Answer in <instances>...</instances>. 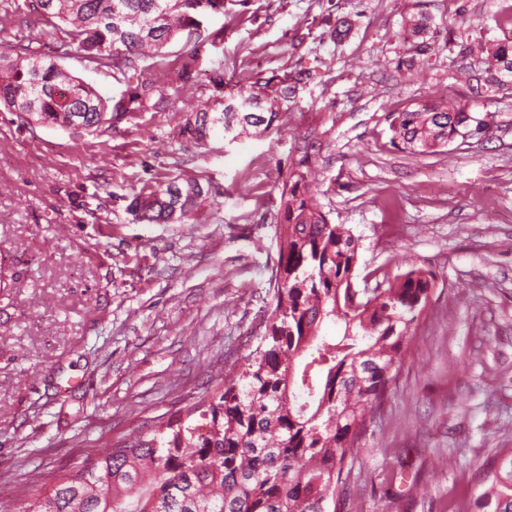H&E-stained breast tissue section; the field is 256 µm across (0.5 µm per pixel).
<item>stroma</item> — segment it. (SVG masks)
I'll return each mask as SVG.
<instances>
[{"instance_id":"35a3bbf8","label":"stroma","mask_w":512,"mask_h":512,"mask_svg":"<svg viewBox=\"0 0 512 512\" xmlns=\"http://www.w3.org/2000/svg\"><path fill=\"white\" fill-rule=\"evenodd\" d=\"M512 0H224L142 81L168 95L88 133L0 111V500L210 399L256 348L275 298L280 195L302 157L332 223L359 239L358 288L436 276L388 395L345 459L337 512H469L479 473L512 448V84L487 88V47L512 41ZM426 31L406 37L405 21ZM344 26L332 36L336 26ZM102 94L125 80L82 52ZM223 76V87L214 79ZM293 93L273 127L199 145L188 105L259 81ZM483 97L495 124L433 154L391 144L389 115ZM206 189L186 224H139L147 184Z\"/></svg>"}]
</instances>
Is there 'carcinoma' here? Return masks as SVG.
Instances as JSON below:
<instances>
[{
    "instance_id": "1",
    "label": "carcinoma",
    "mask_w": 512,
    "mask_h": 512,
    "mask_svg": "<svg viewBox=\"0 0 512 512\" xmlns=\"http://www.w3.org/2000/svg\"><path fill=\"white\" fill-rule=\"evenodd\" d=\"M25 11L62 23L66 39L45 54L0 27V107L37 124L94 133L145 108L152 88L116 100L60 61L77 49L126 79L141 62L163 61L172 41L191 39L202 16L224 12V0H0V21ZM506 63L512 45H495L487 73L498 79ZM289 94L286 78L274 95L253 82L220 110L185 112L181 133L205 144L237 126L267 130ZM481 106L429 100L393 112L392 144L429 153L472 128L480 138L489 131L485 119H493ZM305 166L303 159L281 194L276 295L260 343L237 378L189 409L201 423L171 418L151 437L119 440L53 475L50 490L23 512H336L344 460L382 406L437 283L433 272L412 268L385 288L353 287L358 239L323 212ZM204 195L198 180L176 176L135 194L127 210L138 223H182ZM328 321L343 323L342 335H320ZM479 483L473 512H512V448L483 467Z\"/></svg>"
}]
</instances>
